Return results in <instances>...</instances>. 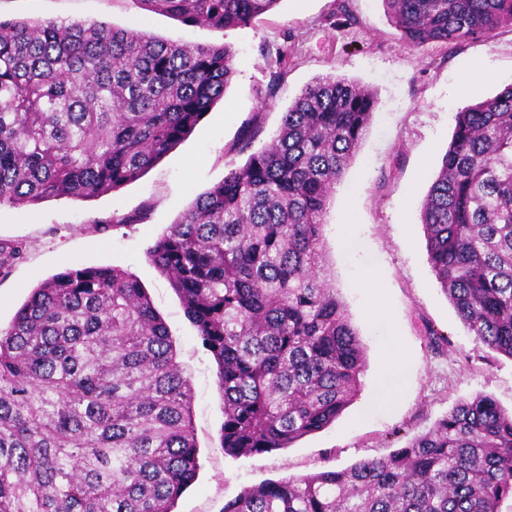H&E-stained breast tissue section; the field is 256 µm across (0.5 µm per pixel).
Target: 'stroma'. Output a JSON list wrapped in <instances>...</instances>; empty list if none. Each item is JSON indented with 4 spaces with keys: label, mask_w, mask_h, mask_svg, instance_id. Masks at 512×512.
I'll return each mask as SVG.
<instances>
[{
    "label": "stroma",
    "mask_w": 512,
    "mask_h": 512,
    "mask_svg": "<svg viewBox=\"0 0 512 512\" xmlns=\"http://www.w3.org/2000/svg\"><path fill=\"white\" fill-rule=\"evenodd\" d=\"M0 18L136 26L177 43H226L234 52L223 98L136 182L79 201L0 208V240L23 249L0 275L1 329L38 283L70 267L127 270L166 323L194 396L200 462L174 512H221L245 487L387 456L478 393L512 410V359L475 343L431 270L420 224L456 112L512 83V29L413 49L382 0H279L229 30L186 25L138 0H0ZM475 69L485 78L472 90ZM327 75L377 94L370 129L335 186L324 227L325 266L367 366L357 397L331 425L291 447L234 458L220 447L216 364L145 250L267 143L306 85ZM131 214L138 222L123 223Z\"/></svg>",
    "instance_id": "obj_1"
}]
</instances>
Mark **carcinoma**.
Here are the masks:
<instances>
[{"label": "carcinoma", "mask_w": 512, "mask_h": 512, "mask_svg": "<svg viewBox=\"0 0 512 512\" xmlns=\"http://www.w3.org/2000/svg\"><path fill=\"white\" fill-rule=\"evenodd\" d=\"M139 2L227 30L279 0ZM383 2L414 48L512 27V0ZM234 73L227 44L0 19V207L138 180ZM376 106L355 82L313 81L271 143L146 249L217 365L228 456L288 448L360 391L365 351L322 265L323 228ZM420 221L474 341L512 358V83L456 113ZM22 254L0 240V274ZM191 405L167 325L131 273L41 281L0 330V512H173L200 469ZM508 496L512 412L477 394L385 457L246 487L222 512H499Z\"/></svg>", "instance_id": "carcinoma-1"}]
</instances>
